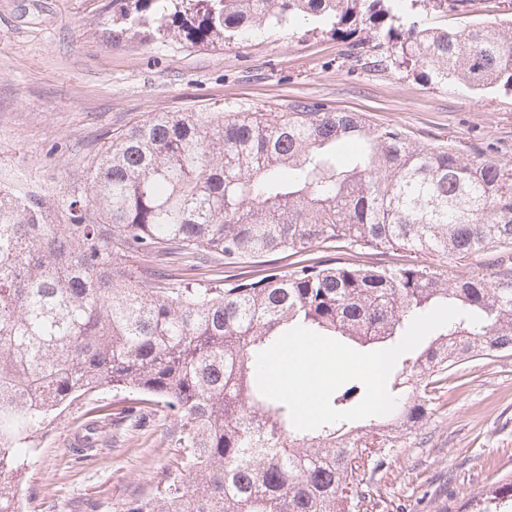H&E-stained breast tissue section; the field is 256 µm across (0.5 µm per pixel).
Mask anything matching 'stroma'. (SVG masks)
Listing matches in <instances>:
<instances>
[{
  "mask_svg": "<svg viewBox=\"0 0 512 512\" xmlns=\"http://www.w3.org/2000/svg\"><path fill=\"white\" fill-rule=\"evenodd\" d=\"M112 0H0V149L24 182L63 193L111 134L154 112L276 109L292 100L365 113L416 142L491 145L512 165V91L430 82L355 63L350 40L307 25L265 28L224 48L109 38ZM420 434L371 485L373 512H463L512 478V356L462 364ZM111 424L91 456L74 432ZM173 420L137 394L101 391L66 410L24 475L25 512H125L178 455Z\"/></svg>",
  "mask_w": 512,
  "mask_h": 512,
  "instance_id": "stroma-1",
  "label": "stroma"
}]
</instances>
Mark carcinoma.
Instances as JSON below:
<instances>
[{"mask_svg":"<svg viewBox=\"0 0 512 512\" xmlns=\"http://www.w3.org/2000/svg\"><path fill=\"white\" fill-rule=\"evenodd\" d=\"M471 0H112L119 34L224 43L301 22L347 37L368 28L398 68L512 90V29L430 27L431 11ZM354 145L344 159L341 145ZM327 242L415 254L380 267L301 260L285 273L183 277L213 260L235 267ZM512 249V166L470 147L416 143L358 112L302 100L265 112H157L103 143L48 198L0 195V512H20L18 485L39 435L77 401L132 391L160 407L181 449L153 495L127 512H352L394 441L406 442L465 361L512 355V266L460 272L431 257L478 260ZM457 318L401 361L397 399L367 425L297 430L262 396L256 355L302 326L364 346L405 333L433 304ZM349 381L331 397L357 405ZM512 512V481L472 506Z\"/></svg>","mask_w":512,"mask_h":512,"instance_id":"cac0c4a2","label":"carcinoma"}]
</instances>
